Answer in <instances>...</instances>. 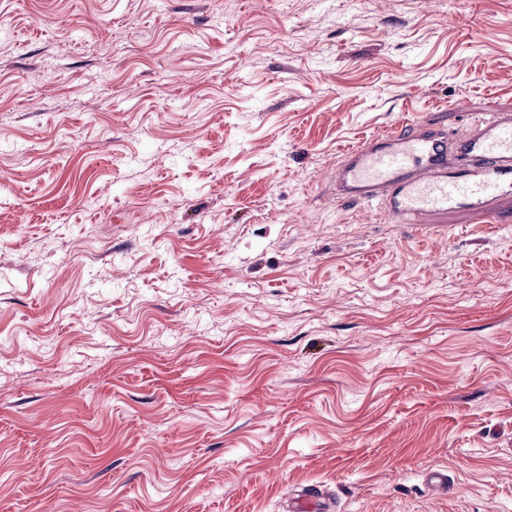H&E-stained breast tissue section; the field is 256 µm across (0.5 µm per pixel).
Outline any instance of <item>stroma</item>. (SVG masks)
Returning <instances> with one entry per match:
<instances>
[{"instance_id":"stroma-1","label":"stroma","mask_w":512,"mask_h":512,"mask_svg":"<svg viewBox=\"0 0 512 512\" xmlns=\"http://www.w3.org/2000/svg\"><path fill=\"white\" fill-rule=\"evenodd\" d=\"M490 99L512 0H0V512H512V201L336 195Z\"/></svg>"}]
</instances>
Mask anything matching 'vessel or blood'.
<instances>
[{
  "mask_svg": "<svg viewBox=\"0 0 512 512\" xmlns=\"http://www.w3.org/2000/svg\"><path fill=\"white\" fill-rule=\"evenodd\" d=\"M407 126L346 147L337 194L394 224H427L456 209L493 218L512 198V110L488 108L458 138L442 126Z\"/></svg>",
  "mask_w": 512,
  "mask_h": 512,
  "instance_id": "obj_1",
  "label": "vessel or blood"
}]
</instances>
